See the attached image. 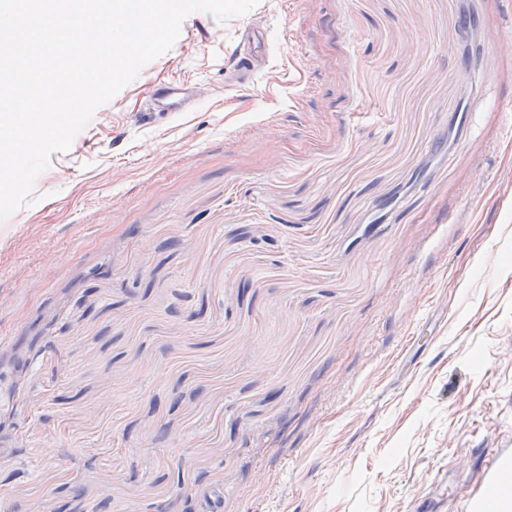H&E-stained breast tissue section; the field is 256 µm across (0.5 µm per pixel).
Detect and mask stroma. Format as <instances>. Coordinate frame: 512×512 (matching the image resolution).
<instances>
[{
  "label": "stroma",
  "mask_w": 512,
  "mask_h": 512,
  "mask_svg": "<svg viewBox=\"0 0 512 512\" xmlns=\"http://www.w3.org/2000/svg\"><path fill=\"white\" fill-rule=\"evenodd\" d=\"M512 0L197 11L0 223V512H412L512 448ZM269 68L224 83L238 32ZM479 68H472V60ZM196 111L142 126L153 86ZM270 31L260 24L240 29L237 41V61L229 79L237 89L247 91L269 62Z\"/></svg>",
  "instance_id": "obj_1"
}]
</instances>
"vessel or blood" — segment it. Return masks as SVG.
Returning <instances> with one entry per match:
<instances>
[{"mask_svg":"<svg viewBox=\"0 0 512 512\" xmlns=\"http://www.w3.org/2000/svg\"><path fill=\"white\" fill-rule=\"evenodd\" d=\"M269 43L270 31L265 26L250 24L240 29L237 61L229 76L237 89L249 90L258 74L267 68ZM196 107L187 83L171 82L153 89L135 119L141 124L170 120ZM477 454L483 461V472L462 500L461 512H512V489L504 485L506 476L512 474V448H481Z\"/></svg>","mask_w":512,"mask_h":512,"instance_id":"vessel-or-blood-1","label":"vessel or blood"}]
</instances>
